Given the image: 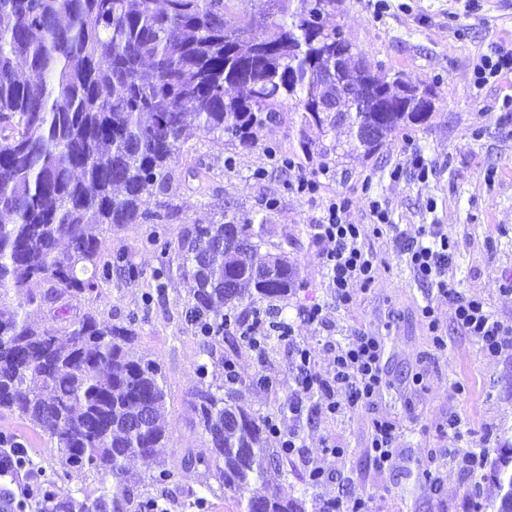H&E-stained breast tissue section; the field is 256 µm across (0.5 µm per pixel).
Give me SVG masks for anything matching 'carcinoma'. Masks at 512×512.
<instances>
[{"instance_id":"obj_1","label":"carcinoma","mask_w":512,"mask_h":512,"mask_svg":"<svg viewBox=\"0 0 512 512\" xmlns=\"http://www.w3.org/2000/svg\"><path fill=\"white\" fill-rule=\"evenodd\" d=\"M0 0V410L48 433L61 465L112 476V512H125L141 482L175 484L160 457L165 378L132 348L133 322L109 324L87 311L69 315L67 298L112 278L92 224L159 221L146 197L166 190L170 166L198 134L255 146L252 130L283 104L303 125L345 126L349 157L370 155L383 139L427 120L431 90L399 74L386 81L357 66L353 46L316 17L336 0ZM374 87L386 112H323L320 100ZM265 222L196 224L179 248L187 281L185 317L203 346L226 337L266 349L279 336H242L239 310L286 298L298 268L283 253L260 255ZM44 295L65 337L30 319V286ZM224 384L191 394L195 425L209 456L186 451L183 466L216 478L240 512H307L303 497L282 492L288 449L267 446L269 416L241 406L234 363ZM473 479L470 512H486L482 482L499 491L496 512H512V448Z\"/></svg>"}]
</instances>
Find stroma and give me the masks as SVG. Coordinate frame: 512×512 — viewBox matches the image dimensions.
I'll list each match as a JSON object with an SVG mask.
<instances>
[{
	"mask_svg": "<svg viewBox=\"0 0 512 512\" xmlns=\"http://www.w3.org/2000/svg\"><path fill=\"white\" fill-rule=\"evenodd\" d=\"M326 23L339 26L374 73L400 72L414 85L431 87V116L388 137L371 155L342 159L336 149L348 140L345 130L301 129L298 113L285 107L255 129L253 149H235L202 134L192 138L172 164L168 187L159 197L164 222L96 230L103 256L124 254L140 270L139 279L113 275L70 304L74 312L89 310L107 323L137 319L134 349L159 364L165 377L168 441L162 454L170 465L180 467L189 449L208 454L188 405L197 383L195 367L206 361L208 381L219 385L229 358L241 377L234 386L239 404L277 416L282 431L297 432L302 442L301 455L286 463L285 492L296 495L302 489L304 459L332 471L331 481L311 491L309 512H319L332 498L354 499L368 492L376 512H468L471 475L445 456L452 446L446 423L450 415L462 416L472 439L491 452L503 439L512 440V356L488 359L481 354L457 327L452 302L433 299L430 288L414 282L405 246L419 225H441L457 242L449 279L460 292L485 298L499 317L512 322V302L499 293L512 277V73L479 89L473 74L482 55L495 48L512 50V0H388L381 14L375 13L373 0H338ZM415 154L433 167L428 180L414 171ZM285 158L294 162L293 170L282 169ZM489 168L497 171L491 184L484 180ZM299 174L319 182L317 198L289 189ZM339 195L349 199V220L363 226L365 248L377 267L375 285L349 308L336 307L326 290L310 233L323 203ZM374 199L385 202L397 233L373 235L369 203ZM258 213L268 218L265 250L285 251L299 266L300 289L276 305L294 320V336L310 349L316 367H325L331 357L328 340L368 331L385 343L388 383L356 412L330 416L314 397L306 400L302 418H295L285 407L296 390L297 374L287 341L263 352L229 340L205 349L185 319L180 240L193 225ZM155 236L170 245L169 269L160 279L155 276L160 255L149 244ZM155 289L161 290V300L145 306V293ZM430 299L447 343L442 350L419 318ZM315 303L324 305L327 327L299 321V312ZM257 374L268 376L272 387L253 385ZM455 383L464 386L463 395L452 391ZM379 420L400 429L395 459L384 469L376 466L369 448ZM0 435L24 444L57 501L93 500L112 484L103 474L64 468L49 454L47 434L6 411L0 413ZM328 441L347 448V457L327 456L323 446ZM426 469L436 474V485L417 482V473ZM206 480L203 470H182L178 486L165 491L145 482L135 489L133 501L152 498L167 512H195L189 494Z\"/></svg>",
	"mask_w": 512,
	"mask_h": 512,
	"instance_id": "1",
	"label": "stroma"
}]
</instances>
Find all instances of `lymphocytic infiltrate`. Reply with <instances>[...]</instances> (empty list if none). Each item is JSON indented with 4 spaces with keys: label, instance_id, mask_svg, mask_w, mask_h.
Masks as SVG:
<instances>
[{
    "label": "lymphocytic infiltrate",
    "instance_id": "lymphocytic-infiltrate-1",
    "mask_svg": "<svg viewBox=\"0 0 512 512\" xmlns=\"http://www.w3.org/2000/svg\"><path fill=\"white\" fill-rule=\"evenodd\" d=\"M348 212L347 198L328 200L321 218L311 227L326 286L340 306L354 304L359 292L374 284L377 274L364 247L363 228L349 221ZM454 250V239L440 227L420 226L407 245L414 280L436 288L438 296L454 303L458 327L478 343L485 357L511 355L512 323L499 318L486 299L461 294L447 280ZM331 349L333 357L321 371L313 370L306 347L292 345L291 354L303 395L322 394L326 413L341 417L369 402L385 385L384 346L380 337L363 331L334 342ZM27 455L23 448H0V477L9 481L7 487L0 488V498L11 507L27 499L34 502V512H54V497L39 484L37 472L28 471Z\"/></svg>",
    "mask_w": 512,
    "mask_h": 512
}]
</instances>
